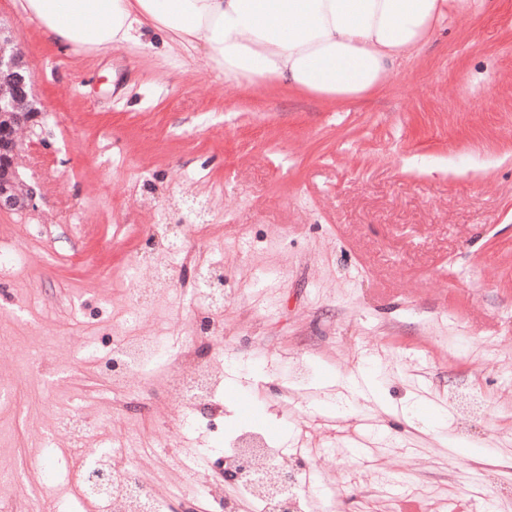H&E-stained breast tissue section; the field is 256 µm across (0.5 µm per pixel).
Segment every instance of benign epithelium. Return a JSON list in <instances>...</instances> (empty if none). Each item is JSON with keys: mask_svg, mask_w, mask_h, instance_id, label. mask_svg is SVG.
I'll return each mask as SVG.
<instances>
[{"mask_svg": "<svg viewBox=\"0 0 512 512\" xmlns=\"http://www.w3.org/2000/svg\"><path fill=\"white\" fill-rule=\"evenodd\" d=\"M34 76L21 49L0 22V121L9 115L13 120L0 126V212L22 211L36 206V194L20 171L18 158L24 149L19 137L22 130L33 131L38 124L39 114L30 100ZM198 281L215 289L212 297L214 309L221 310L219 303L223 277L198 269ZM295 480L294 475L282 473L274 486L272 508L275 512H288L290 500L288 487Z\"/></svg>", "mask_w": 512, "mask_h": 512, "instance_id": "7a95c632", "label": "benign epithelium"}]
</instances>
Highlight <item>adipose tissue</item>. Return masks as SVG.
I'll list each match as a JSON object with an SVG mask.
<instances>
[{
	"label": "adipose tissue",
	"mask_w": 512,
	"mask_h": 512,
	"mask_svg": "<svg viewBox=\"0 0 512 512\" xmlns=\"http://www.w3.org/2000/svg\"><path fill=\"white\" fill-rule=\"evenodd\" d=\"M46 39L106 54L151 30L204 50L235 85L336 104L370 97L472 0H18Z\"/></svg>",
	"instance_id": "1"
}]
</instances>
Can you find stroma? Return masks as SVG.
Segmentation results:
<instances>
[{
  "label": "stroma",
  "mask_w": 512,
  "mask_h": 512,
  "mask_svg": "<svg viewBox=\"0 0 512 512\" xmlns=\"http://www.w3.org/2000/svg\"><path fill=\"white\" fill-rule=\"evenodd\" d=\"M34 72L42 131L23 154L36 208L0 213V244L25 271L0 281V481L21 493L104 512L80 478L29 465L56 413L114 397L99 356L115 330L162 335L173 350L224 361L206 411L182 406L150 369L148 411H120L104 434L137 432L156 451L140 470L176 502L201 452L217 458L243 432L288 454L298 512H400L431 500L446 512H512V0L448 17L372 97L330 104L281 88L225 84L202 49H62L0 0ZM185 225L171 293L127 318L132 264L176 209ZM224 270V336L197 340L194 270ZM99 354L74 359L85 343ZM43 350L38 368L29 360ZM370 369L377 395L351 398L345 377ZM481 411L458 420L464 392ZM444 420L464 455L404 414ZM337 441L336 466L305 455ZM379 460L371 490L346 470ZM386 479L387 493L373 485Z\"/></svg>",
  "instance_id": "obj_1"
}]
</instances>
